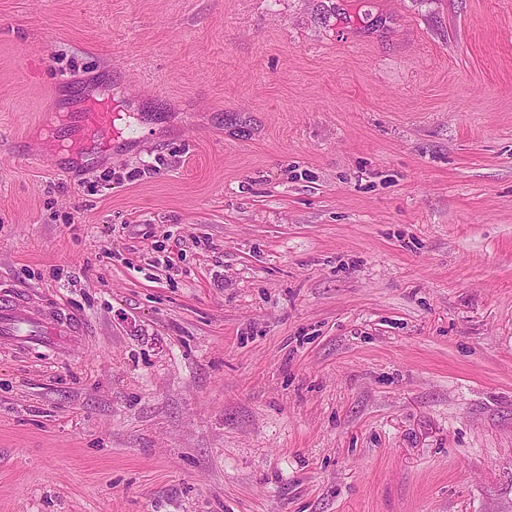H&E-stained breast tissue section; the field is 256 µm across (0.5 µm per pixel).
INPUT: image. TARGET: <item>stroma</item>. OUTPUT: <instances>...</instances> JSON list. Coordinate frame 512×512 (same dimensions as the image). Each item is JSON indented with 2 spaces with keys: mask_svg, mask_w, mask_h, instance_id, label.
I'll list each match as a JSON object with an SVG mask.
<instances>
[{
  "mask_svg": "<svg viewBox=\"0 0 512 512\" xmlns=\"http://www.w3.org/2000/svg\"><path fill=\"white\" fill-rule=\"evenodd\" d=\"M0 286V512H512V0H0ZM119 117L120 114L112 106V99L89 93L83 98L81 111L74 114V135L79 139L93 134L100 149H110L112 130L115 131V122ZM87 323L54 304H36L23 291L0 294V345L15 349L42 348L48 354L65 352L85 342Z\"/></svg>",
  "mask_w": 512,
  "mask_h": 512,
  "instance_id": "1",
  "label": "stroma"
}]
</instances>
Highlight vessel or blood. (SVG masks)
Returning a JSON list of instances; mask_svg holds the SVG:
<instances>
[{"label": "vessel or blood", "mask_w": 512, "mask_h": 512, "mask_svg": "<svg viewBox=\"0 0 512 512\" xmlns=\"http://www.w3.org/2000/svg\"><path fill=\"white\" fill-rule=\"evenodd\" d=\"M119 115L112 101L94 94L86 95L80 112L75 113V136L93 135L100 149L112 146V132ZM87 323L74 313L54 304H39L27 293L0 294V345L14 349L40 348L49 354L65 352L85 342Z\"/></svg>", "instance_id": "vessel-or-blood-1"}]
</instances>
